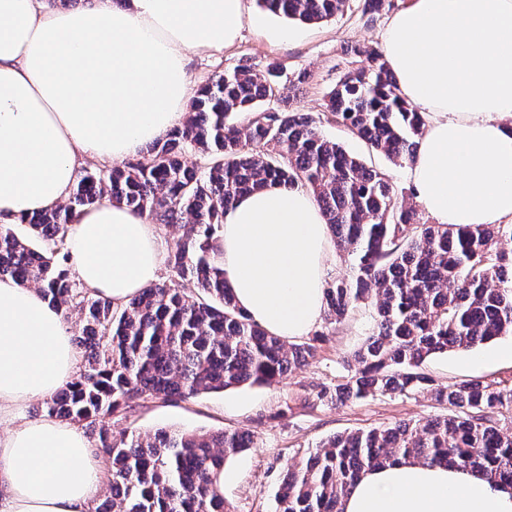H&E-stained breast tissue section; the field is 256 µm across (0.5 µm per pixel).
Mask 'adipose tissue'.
Masks as SVG:
<instances>
[{"label":"adipose tissue","instance_id":"obj_1","mask_svg":"<svg viewBox=\"0 0 512 512\" xmlns=\"http://www.w3.org/2000/svg\"><path fill=\"white\" fill-rule=\"evenodd\" d=\"M246 0H93L49 10L0 0V223L65 201L83 162L138 156L189 108L192 53L222 51ZM386 61L425 134L409 177L439 224L512 220V0H409L384 33ZM332 235L304 187L268 185L224 216L219 263L238 306L283 339L321 321ZM82 286L122 304L163 256L132 209H86L69 243ZM78 359L62 314L0 278V512H89L102 470L78 425L16 422L26 401L70 381ZM343 512H512V491L412 460L364 472Z\"/></svg>","mask_w":512,"mask_h":512}]
</instances>
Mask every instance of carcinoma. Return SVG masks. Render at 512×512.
Instances as JSON below:
<instances>
[{
  "mask_svg": "<svg viewBox=\"0 0 512 512\" xmlns=\"http://www.w3.org/2000/svg\"><path fill=\"white\" fill-rule=\"evenodd\" d=\"M346 0H258L304 24L326 21ZM370 71L340 79L327 95L331 119L394 163L413 162L424 120L399 93L384 56L368 51ZM304 75L277 63L245 62L202 84L181 124L141 155L104 171L83 170L68 202L23 221L28 234L0 224V277L38 289L50 305L78 315L74 342L82 369L42 400L40 411L86 426L110 495L92 512H231L218 478L249 447L247 435L159 429L112 435L105 419L153 398L185 401L243 385H271L317 355L326 333L292 344L266 331L236 304L215 264L224 211L268 183L309 190L352 274L324 285L327 324L372 300L371 336L354 370L317 398L343 404L377 395L430 393L448 417L328 438L288 467L276 512H342L363 470L413 458L482 474L512 488V433L498 416L512 388L479 379L442 387L421 369L436 353L466 351L512 335V224H419L407 194L322 136L311 114L281 108L283 90ZM198 162L189 167L183 155ZM124 204L153 223L175 226L172 279L123 305L80 287L68 240L85 209ZM198 292L189 295L182 283Z\"/></svg>",
  "mask_w": 512,
  "mask_h": 512,
  "instance_id": "carcinoma-1",
  "label": "carcinoma"
}]
</instances>
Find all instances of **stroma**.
<instances>
[{
    "instance_id": "stroma-1",
    "label": "stroma",
    "mask_w": 512,
    "mask_h": 512,
    "mask_svg": "<svg viewBox=\"0 0 512 512\" xmlns=\"http://www.w3.org/2000/svg\"><path fill=\"white\" fill-rule=\"evenodd\" d=\"M248 15L235 44L221 52L191 54L192 84L236 66L239 60L277 61L287 72H304L306 80L289 92V105L311 113L327 139L342 145L367 165L384 171L396 189L410 188L407 165H398L372 151L361 139L330 120L326 96L348 72L366 66L362 49L382 47L383 33L393 10L376 16L362 12L361 0H349L343 12L318 24H299L260 9L247 0ZM290 30V39L274 34ZM375 308L360 303L342 322L330 325L317 356L275 385H254L207 393L182 402L152 399L131 413L112 419L113 432L142 434L160 428L216 432L236 429L248 434V450L234 459L237 475L224 485L231 512H275V495L289 465L307 459L319 442L337 434L385 428L400 421H417L448 413L447 405L429 394L382 395L336 405L318 400L321 387H331L351 372L354 351L371 334ZM512 345L502 336L473 351L448 352L429 357L424 369L437 383L451 385L470 379L512 385V361L476 363V356Z\"/></svg>"
}]
</instances>
